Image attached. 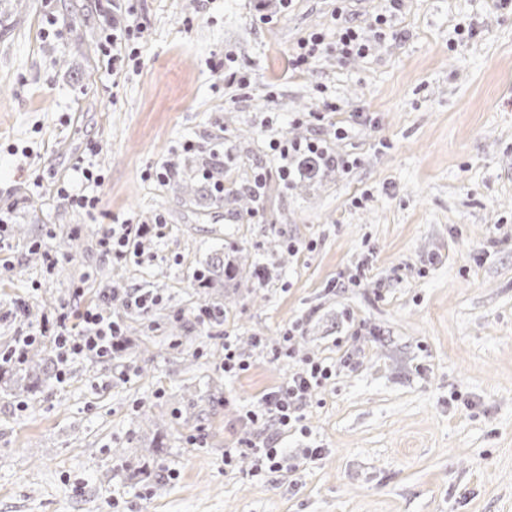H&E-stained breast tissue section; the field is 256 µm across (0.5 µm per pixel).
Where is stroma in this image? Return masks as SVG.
Listing matches in <instances>:
<instances>
[{"label":"stroma","mask_w":512,"mask_h":512,"mask_svg":"<svg viewBox=\"0 0 512 512\" xmlns=\"http://www.w3.org/2000/svg\"><path fill=\"white\" fill-rule=\"evenodd\" d=\"M64 3L28 0L0 36V354L101 298L124 343L21 396L0 377V512H512V0H112L79 41ZM381 13L370 55L341 57L337 30ZM123 25L115 71L101 42ZM284 138L336 162L282 179ZM212 156L211 204L164 177L202 181ZM82 159L104 177L86 208L56 192ZM117 224L151 227L122 262ZM217 248L263 287H197ZM138 288L160 303L127 312ZM228 341L247 370L225 374ZM309 358L337 370L304 431L251 422ZM266 436L287 470L225 466Z\"/></svg>","instance_id":"1"}]
</instances>
